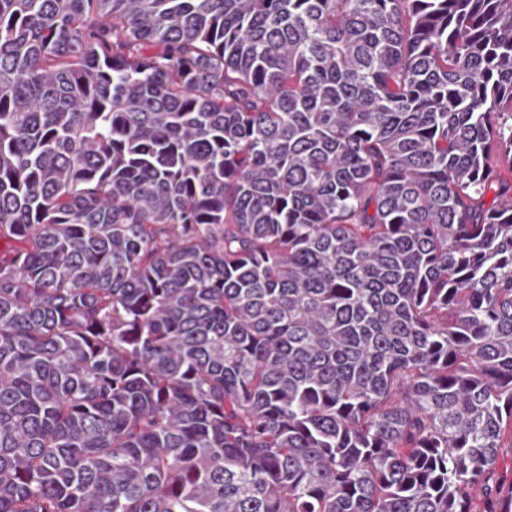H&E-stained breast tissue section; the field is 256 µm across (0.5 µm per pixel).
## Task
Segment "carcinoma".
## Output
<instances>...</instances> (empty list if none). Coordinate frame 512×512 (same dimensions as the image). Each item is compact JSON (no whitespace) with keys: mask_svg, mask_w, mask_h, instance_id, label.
Returning <instances> with one entry per match:
<instances>
[{"mask_svg":"<svg viewBox=\"0 0 512 512\" xmlns=\"http://www.w3.org/2000/svg\"><path fill=\"white\" fill-rule=\"evenodd\" d=\"M506 438L512 0H0V512H508Z\"/></svg>","mask_w":512,"mask_h":512,"instance_id":"cac0c4a2","label":"carcinoma"}]
</instances>
